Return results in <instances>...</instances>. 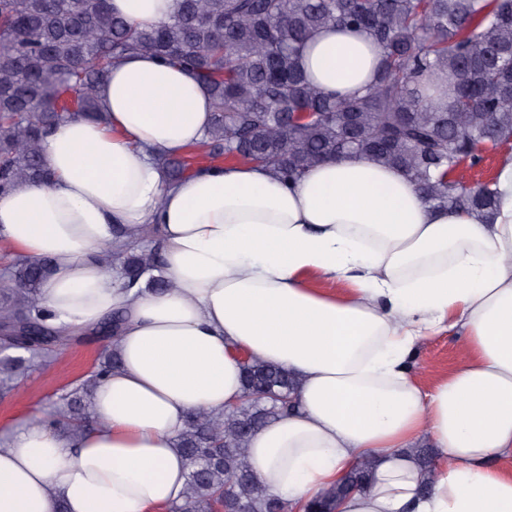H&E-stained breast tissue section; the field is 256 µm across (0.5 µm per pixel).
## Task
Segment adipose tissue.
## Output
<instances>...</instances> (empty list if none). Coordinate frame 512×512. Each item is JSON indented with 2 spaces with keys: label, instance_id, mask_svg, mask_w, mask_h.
<instances>
[{
  "label": "adipose tissue",
  "instance_id": "adipose-tissue-1",
  "mask_svg": "<svg viewBox=\"0 0 512 512\" xmlns=\"http://www.w3.org/2000/svg\"><path fill=\"white\" fill-rule=\"evenodd\" d=\"M109 5L139 25L178 8ZM379 63L367 34L334 26L301 58L312 86L341 95L374 83ZM97 97L106 122L78 116L45 137L51 180L0 196V242L50 262L52 325L123 315L119 364L93 390L94 426L26 417L0 436V512H163L186 490L178 435L192 413L238 402L247 353L297 382L294 410L249 441L271 494L300 507L371 457L368 488L336 512H512V157L490 219L428 206L400 169L363 155L295 183L256 164L173 179L158 158L204 137L207 86L139 54ZM149 224L168 286L125 288L104 249ZM313 278L351 287L330 294ZM445 329L461 331V355L426 392L409 360ZM423 439L431 472L414 453Z\"/></svg>",
  "mask_w": 512,
  "mask_h": 512
}]
</instances>
